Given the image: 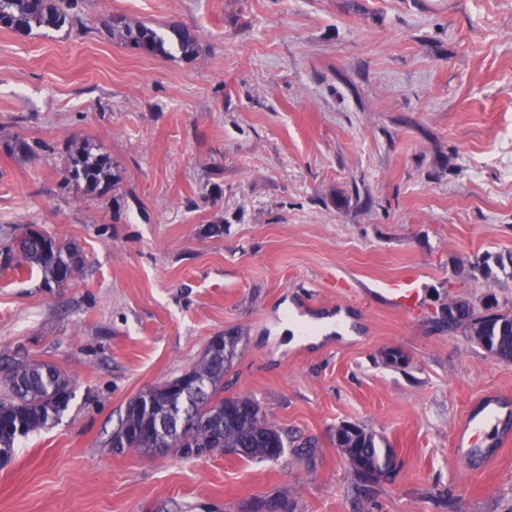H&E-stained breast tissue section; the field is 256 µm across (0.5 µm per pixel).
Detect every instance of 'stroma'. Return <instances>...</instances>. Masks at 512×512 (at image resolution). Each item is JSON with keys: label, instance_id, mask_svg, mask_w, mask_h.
Wrapping results in <instances>:
<instances>
[{"label": "stroma", "instance_id": "35a3bbf8", "mask_svg": "<svg viewBox=\"0 0 512 512\" xmlns=\"http://www.w3.org/2000/svg\"><path fill=\"white\" fill-rule=\"evenodd\" d=\"M86 31L0 27V237L77 245L68 286L0 276V381L17 360L75 380L68 410L0 463V512H512V443L464 467L472 404L512 363L449 328L448 303L512 273V0H85ZM199 39L146 54L106 20ZM25 141L28 152L15 148ZM115 183L68 181L73 143ZM224 232L209 235L208 225ZM414 276L419 304L385 300ZM345 314L348 334L289 329ZM239 337L225 395L288 433L275 462L113 453L130 399ZM407 365L387 362L388 352ZM372 431L397 466L360 488L334 440ZM178 49L184 54H192L198 46L196 30L184 24H175L170 28Z\"/></svg>", "mask_w": 512, "mask_h": 512}]
</instances>
